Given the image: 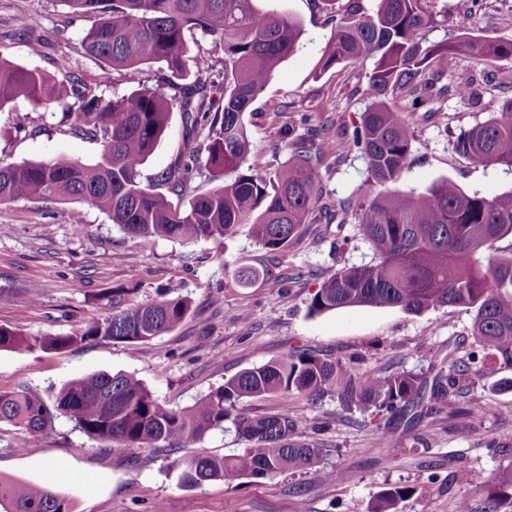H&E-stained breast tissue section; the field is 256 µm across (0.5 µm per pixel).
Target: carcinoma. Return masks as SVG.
Segmentation results:
<instances>
[{
  "mask_svg": "<svg viewBox=\"0 0 512 512\" xmlns=\"http://www.w3.org/2000/svg\"><path fill=\"white\" fill-rule=\"evenodd\" d=\"M77 17L94 22L84 49L103 63L101 79L111 72L161 64L163 80L178 90L169 97L159 88H141L105 99L83 91L68 59L57 74L20 67L0 56V111L19 99L46 110L67 105L70 128L99 145L92 164L45 159L0 161V202L79 200L97 208L133 238L166 237L183 243L222 238L240 224L252 225L257 242L271 253L288 248L316 210L332 220L322 204L316 165L326 156H344L357 148L367 177L355 210L357 236L373 253L361 265L334 269L322 277L308 306L319 316L353 306L397 307L421 313L457 307L473 313V344L483 352L473 368L448 351L433 375L430 391L407 371L381 374L351 372L340 362L293 348L280 358L247 368L210 391L194 405L175 409L131 374L95 373L66 381L45 398L29 391H0V422L14 424L22 439L46 435L58 413L92 439L115 441L121 451L144 448L176 450L199 443L207 432L230 423L243 448L222 457L196 454L175 459L180 481L202 485L234 478L265 479L288 471L303 473L319 463L321 448L298 435L289 414L297 397L315 404L335 395L348 408L372 411L389 421L409 424L422 417L424 402H444L474 378L512 371V255L497 243L512 237V190L494 197L466 193L447 178L423 192H392L415 141L411 124L395 111L389 91L399 88L422 103L430 83L422 78L426 60L446 51L423 45L420 33L434 23L430 0H375L372 12L360 0H347L343 18L322 50L320 70L372 61L367 92L372 103L352 140L326 126L312 128L295 142L294 157L281 169L256 173L243 169L252 142L246 114L258 94L294 55L303 28L294 16L257 0H63ZM201 32L224 52V86L202 79L208 57L192 52L188 33ZM452 50L486 62L512 57V40L491 42L466 34ZM190 131L208 129L207 157L188 149L160 181L180 195L196 176L208 174L212 187L192 195L183 206L141 183L140 167L165 133L174 106ZM457 150L479 166L512 169V104L461 133ZM267 276L242 266L237 282L249 288ZM112 292V311L73 336H23L0 327V350L40 347L62 350L77 341H149L177 328L191 304L180 296L160 295L120 306ZM273 396L275 414H252L239 407L247 399ZM486 492L482 512H499L512 499V470L478 485ZM408 487L380 493L370 512H398ZM73 502L53 488L0 478V512H73Z\"/></svg>",
  "mask_w": 512,
  "mask_h": 512,
  "instance_id": "obj_1",
  "label": "carcinoma"
}]
</instances>
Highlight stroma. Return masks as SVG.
I'll list each match as a JSON object with an SVG mask.
<instances>
[{
    "label": "stroma",
    "instance_id": "35a3bbf8",
    "mask_svg": "<svg viewBox=\"0 0 512 512\" xmlns=\"http://www.w3.org/2000/svg\"><path fill=\"white\" fill-rule=\"evenodd\" d=\"M293 14L304 33L299 50L251 106L252 141L247 165L266 173L292 157L294 141L308 129L333 123L345 132L360 126L370 100L365 93L372 62L320 70L322 49L342 17L321 0H274ZM435 23L425 45L451 44L469 33L489 41L512 40V0H432ZM31 16L28 36L16 22ZM88 18L73 17L61 0H0V57L52 73L58 58L69 59L90 93L122 96L162 82L159 65L146 64L101 80L102 65L89 57L83 39ZM423 76L436 90L413 104L400 91L391 105L414 128L416 140L400 190L424 189L448 178L465 192L491 197L512 189V170L472 164L455 148L461 132L486 121L512 101V58L492 64L462 53L430 57ZM471 81L473 93L461 98L450 88ZM205 148V131L188 133L179 110H172L160 143L141 168L143 182L156 181L188 146ZM98 146L61 122L60 109H35L18 101L0 112V160L97 158ZM324 201L343 210L338 221L313 216L285 252L272 254L255 240L250 225L230 235L183 244L157 237L131 238L105 214L81 202L0 203V327L25 336L81 332L111 311L105 293L126 289V302L156 298L172 287L187 296L191 314L175 330L138 344L85 341L63 351L36 348L0 351V391L48 395L64 382L94 373L126 372L141 379L163 404L185 408L238 372L276 359L293 347L342 361L354 371L397 368L432 377L431 363L449 345L459 356L472 350V316L441 307L420 314L398 308L354 306L309 316L308 304L324 271L366 263L369 246L356 239L352 214L365 177L358 151L326 158L318 167ZM249 265L267 270L265 280L239 287L236 272ZM498 375L476 378L466 393L409 428L392 422L378 432L370 414L346 409L336 397L313 405L297 400L291 411L302 436L317 441L321 461L306 473L267 479H232L200 487L183 484L170 463L190 452L236 453L234 430L208 432L194 449L120 452L94 440L67 418L52 422V434L19 447L15 426L0 422V476L20 483H44L57 470L67 479L55 490L72 498L74 512H369L376 496L395 486L413 493L399 512H455L469 499L482 512L483 494L474 474L512 469V391L499 389ZM486 404L478 418L468 402ZM346 469L348 480L333 482L328 471Z\"/></svg>",
    "mask_w": 512,
    "mask_h": 512
}]
</instances>
